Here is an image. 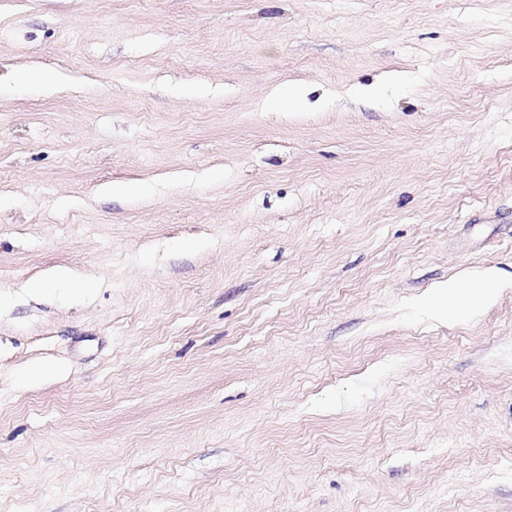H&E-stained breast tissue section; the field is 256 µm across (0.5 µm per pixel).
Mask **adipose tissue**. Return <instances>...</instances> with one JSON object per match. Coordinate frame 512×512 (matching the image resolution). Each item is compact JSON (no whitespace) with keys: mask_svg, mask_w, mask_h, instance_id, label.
<instances>
[{"mask_svg":"<svg viewBox=\"0 0 512 512\" xmlns=\"http://www.w3.org/2000/svg\"><path fill=\"white\" fill-rule=\"evenodd\" d=\"M502 286L496 271L488 269L464 285L449 280L428 297L427 304L439 318L455 322L490 305Z\"/></svg>","mask_w":512,"mask_h":512,"instance_id":"1","label":"adipose tissue"}]
</instances>
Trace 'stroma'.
Returning a JSON list of instances; mask_svg holds the SVG:
<instances>
[{"instance_id": "stroma-1", "label": "stroma", "mask_w": 512, "mask_h": 512, "mask_svg": "<svg viewBox=\"0 0 512 512\" xmlns=\"http://www.w3.org/2000/svg\"><path fill=\"white\" fill-rule=\"evenodd\" d=\"M490 267L512 0H0V512H512ZM74 282L82 283L84 288H91V285L82 280L81 276L74 270L67 267H56L50 271L46 279L31 282L28 289L33 295H41L47 291L51 284ZM505 286L495 270L487 269L470 278L466 285L456 279H449L448 284L428 297L427 305L439 318L455 322L490 305L500 288Z\"/></svg>"}]
</instances>
